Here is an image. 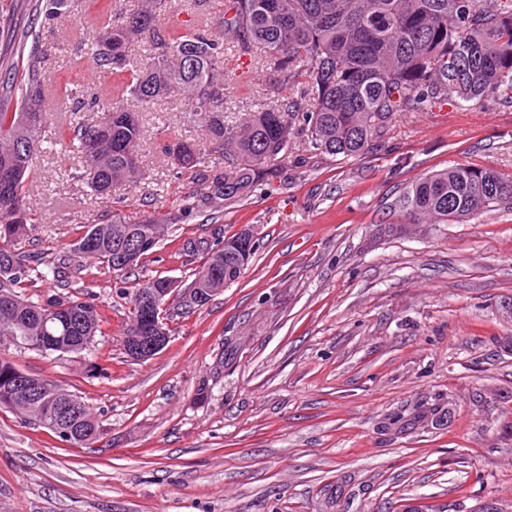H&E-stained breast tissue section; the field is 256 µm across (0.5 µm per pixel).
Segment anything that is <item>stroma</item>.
Returning a JSON list of instances; mask_svg holds the SVG:
<instances>
[{"label": "stroma", "mask_w": 512, "mask_h": 512, "mask_svg": "<svg viewBox=\"0 0 512 512\" xmlns=\"http://www.w3.org/2000/svg\"><path fill=\"white\" fill-rule=\"evenodd\" d=\"M106 0L28 41L48 50L53 113L29 184L38 224L21 250L59 255L85 226L137 222L199 191L165 161L164 144L204 145L174 102L143 116L150 177L121 199L57 189L80 158L68 148L66 92H101L87 58ZM224 118L240 124L276 74L224 48ZM479 165L512 178V106L439 105L397 115L361 159L307 145L276 178L221 212L171 226L144 267L90 265L72 288L108 317L79 354L9 348L35 377L81 396L105 433L63 443L0 409V512H476L512 505V209L463 222L412 224L398 206L425 174ZM250 227L244 274L211 301L171 316L167 346L136 361L123 348L120 291L163 276L188 285L214 242ZM451 417L415 430L395 416L430 402Z\"/></svg>", "instance_id": "1"}]
</instances>
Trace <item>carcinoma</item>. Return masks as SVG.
<instances>
[{
    "label": "carcinoma",
    "instance_id": "1",
    "mask_svg": "<svg viewBox=\"0 0 512 512\" xmlns=\"http://www.w3.org/2000/svg\"><path fill=\"white\" fill-rule=\"evenodd\" d=\"M34 22L70 19L79 0H20ZM173 0H142L123 20L103 27L87 45L93 70L105 77L124 73L121 92L87 94L77 87L67 94L74 111L68 146L80 155L85 181L104 199L116 189H130L146 179L139 159L141 114L163 99L182 97L181 118L205 132L200 149L188 141L167 144L171 164L198 178L206 192L184 197L182 208L136 223L108 220L109 232L89 242L94 225L72 243L66 259L43 252H19L15 241L35 223L26 189L33 160L47 153L45 128L52 113L46 106L47 78L41 57L21 56L32 29H18L0 16V34H10L0 55L5 85L0 92L14 101L0 106V277L11 270L7 288L12 300L0 302V336L28 348L36 336L56 337V346H34L42 353H80L102 333L107 319L88 291L51 295L59 315L44 300L26 295L34 282L68 285L90 260L115 273L138 268L153 253L144 251L123 267L115 257L112 225L149 237L158 245L164 227L181 224L195 209L224 206L246 197L288 163L289 147L303 136L309 146L332 157L360 158L385 137L399 112H424L448 103L483 104L498 98L512 104V2L495 0H229L224 11L211 12V0H195L203 27L176 33L164 23ZM247 55L273 61L276 82L292 84L304 75L303 97L271 100L244 124L224 120V42ZM144 44L142 62L130 58ZM302 124H297V120ZM245 158L234 176L213 168L225 153ZM412 221H442L480 215L512 205V180L476 165H455L419 178L399 199ZM231 235L201 247L206 260L194 280L203 288L214 281L237 280L248 263L236 256ZM16 364L0 356V408L29 415L14 398L11 377ZM77 399L52 382L42 397V422L48 430L65 399ZM85 420L82 446L97 442L103 429L92 408L79 401L69 420Z\"/></svg>",
    "mask_w": 512,
    "mask_h": 512
}]
</instances>
